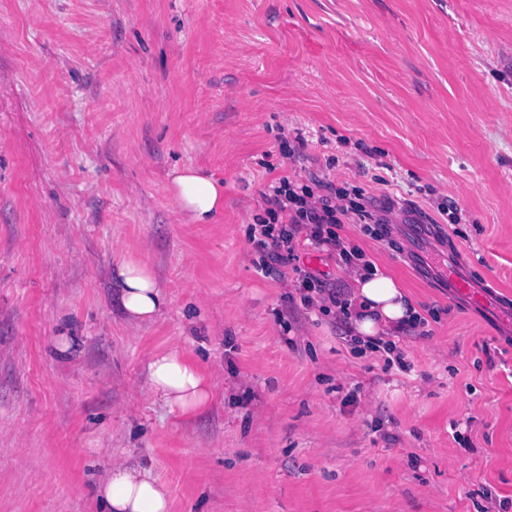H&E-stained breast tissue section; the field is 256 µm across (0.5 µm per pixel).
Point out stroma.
<instances>
[{"mask_svg": "<svg viewBox=\"0 0 512 512\" xmlns=\"http://www.w3.org/2000/svg\"><path fill=\"white\" fill-rule=\"evenodd\" d=\"M283 177L388 205L337 233L417 307L404 365L302 300L297 266L351 296L337 252L257 247ZM129 253L156 323L122 313ZM452 261L512 309V0H0V512H105L125 453L173 512H512V321ZM172 346L211 379L190 416L148 391ZM179 208L189 224H211L224 212V184L198 169L183 167L170 174ZM114 277L127 320L134 326L161 318L169 305L168 295L153 271L135 255L125 256L116 266ZM490 282L489 278H484L481 286L477 287L467 275L465 270H462L453 261L448 264V286L453 288L456 293L464 295H473L478 299L489 300L486 297V292L479 291L476 288H490L487 283Z\"/></svg>", "mask_w": 512, "mask_h": 512, "instance_id": "35a3bbf8", "label": "stroma"}]
</instances>
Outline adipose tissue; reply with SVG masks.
<instances>
[{
  "mask_svg": "<svg viewBox=\"0 0 512 512\" xmlns=\"http://www.w3.org/2000/svg\"><path fill=\"white\" fill-rule=\"evenodd\" d=\"M170 184L188 223L210 224L223 212V184L198 169L173 170ZM114 277L121 306L132 325L150 324L163 316L169 305L168 295L150 267L137 256H125L117 264ZM355 283L350 323L361 346H369L381 333L417 319V308L395 278L360 270ZM147 366L148 391L170 413L188 416L207 405L210 379L179 348L149 352ZM94 494L107 512H172L165 483L129 456L113 461L105 476L97 480Z\"/></svg>",
  "mask_w": 512,
  "mask_h": 512,
  "instance_id": "obj_1",
  "label": "adipose tissue"
}]
</instances>
